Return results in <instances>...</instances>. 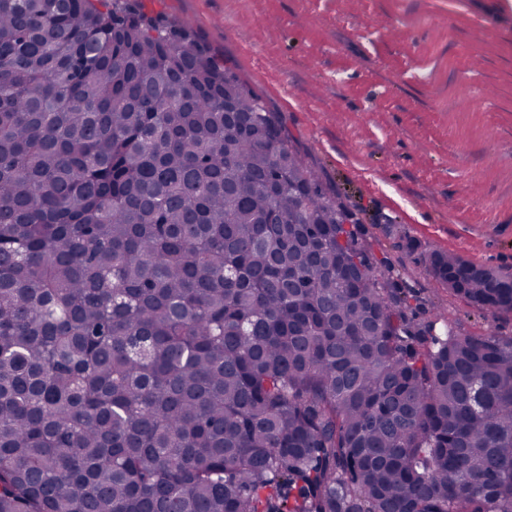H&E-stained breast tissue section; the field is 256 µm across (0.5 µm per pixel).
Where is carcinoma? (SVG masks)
Wrapping results in <instances>:
<instances>
[{"label":"carcinoma","mask_w":512,"mask_h":512,"mask_svg":"<svg viewBox=\"0 0 512 512\" xmlns=\"http://www.w3.org/2000/svg\"><path fill=\"white\" fill-rule=\"evenodd\" d=\"M347 220L186 24L0 0V512H512V337L425 344Z\"/></svg>","instance_id":"cac0c4a2"}]
</instances>
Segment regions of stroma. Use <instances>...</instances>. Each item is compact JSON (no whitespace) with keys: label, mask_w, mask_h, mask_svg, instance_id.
Wrapping results in <instances>:
<instances>
[{"label":"stroma","mask_w":512,"mask_h":512,"mask_svg":"<svg viewBox=\"0 0 512 512\" xmlns=\"http://www.w3.org/2000/svg\"><path fill=\"white\" fill-rule=\"evenodd\" d=\"M187 22L279 112L414 306V322L512 336L448 291L444 251L512 274V0H141Z\"/></svg>","instance_id":"obj_1"}]
</instances>
